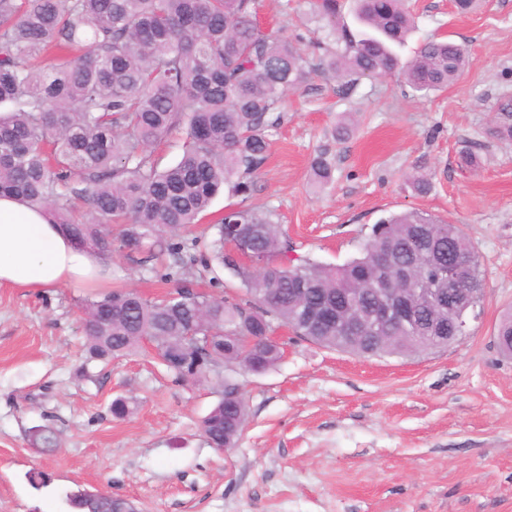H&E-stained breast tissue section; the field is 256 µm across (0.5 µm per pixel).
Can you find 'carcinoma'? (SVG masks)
Segmentation results:
<instances>
[{
	"label": "carcinoma",
	"mask_w": 512,
	"mask_h": 512,
	"mask_svg": "<svg viewBox=\"0 0 512 512\" xmlns=\"http://www.w3.org/2000/svg\"><path fill=\"white\" fill-rule=\"evenodd\" d=\"M361 30L339 24L342 0H315L340 48L319 62L288 37L264 32L256 0H0V195L10 194L47 211L65 230L97 242L110 257L112 243L140 255L144 270L173 285L162 305L134 289L112 290L87 302L83 330L87 361L137 355L148 336L153 355L174 341L188 355L178 382H213L229 392L203 417L201 429L214 448H231L247 419L237 392L234 364L253 355L265 372L283 357L269 336L284 327L323 347L361 357L412 356L443 350L455 338L395 327L384 337L369 331L350 337L339 323L305 316L320 303L347 315L376 305L386 258L415 263L414 278L430 275L428 262L460 261L476 299L485 284L467 234L416 209L372 227L360 254L327 265L294 254L272 214L242 205L214 225L217 238L192 235L224 186L247 196L249 176L265 161L269 132L280 122L287 91L314 72L347 96L363 77L397 73L426 93L455 84L465 73L467 49L453 41L422 42L408 62L395 47L413 30L406 0H354ZM50 49L54 61L37 62ZM184 131L179 161L160 168L156 148ZM320 186L334 180L324 156L311 164ZM253 233L267 261L254 272L224 251V225ZM233 271L238 291L222 295L194 288L208 278L223 285ZM417 283L400 292L413 302L425 326L448 322ZM224 337V352L216 341ZM34 444L58 448L56 430H36ZM81 512H127L129 502L86 489L64 494Z\"/></svg>",
	"instance_id": "carcinoma-1"
}]
</instances>
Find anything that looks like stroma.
<instances>
[{"mask_svg":"<svg viewBox=\"0 0 512 512\" xmlns=\"http://www.w3.org/2000/svg\"><path fill=\"white\" fill-rule=\"evenodd\" d=\"M421 42L464 45L462 79L426 97L402 77L363 79L349 97L314 75L288 92L267 158L246 199L222 192L208 217L246 203L270 210L296 254L340 265L381 218L411 209L462 225L479 255L485 293L468 332L448 349L362 358L276 334L285 353L270 370L240 376L247 420L235 447L218 450L200 431L219 399L210 383H177L151 359L78 368L83 307L93 292L44 294L0 287V512H70L66 491L103 490L140 512H512V359L494 338L512 308V139L495 132L512 96V0H408ZM262 27L298 47L332 43L310 0H257ZM354 130L337 139L344 115ZM478 167L462 164V151ZM325 155L334 181L316 189L310 164ZM426 175L416 195L409 172ZM114 283L153 298L166 284L124 252ZM126 397L133 411L113 419ZM53 426L45 454L35 429ZM49 473L37 490L27 474Z\"/></svg>","mask_w":512,"mask_h":512,"instance_id":"35a3bbf8","label":"stroma"}]
</instances>
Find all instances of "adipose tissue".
<instances>
[{
	"instance_id": "ef3b65f1",
	"label": "adipose tissue",
	"mask_w": 512,
	"mask_h": 512,
	"mask_svg": "<svg viewBox=\"0 0 512 512\" xmlns=\"http://www.w3.org/2000/svg\"><path fill=\"white\" fill-rule=\"evenodd\" d=\"M102 266L78 248L47 213L11 195L0 196V287L39 294L51 288H86Z\"/></svg>"
}]
</instances>
